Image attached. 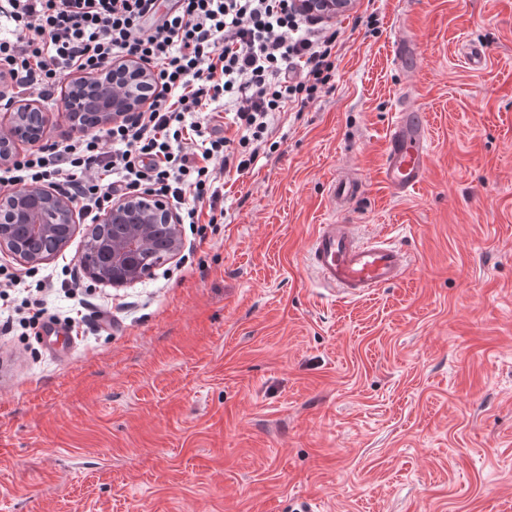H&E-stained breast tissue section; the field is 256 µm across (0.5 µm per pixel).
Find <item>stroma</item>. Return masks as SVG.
<instances>
[{
	"label": "stroma",
	"mask_w": 512,
	"mask_h": 512,
	"mask_svg": "<svg viewBox=\"0 0 512 512\" xmlns=\"http://www.w3.org/2000/svg\"><path fill=\"white\" fill-rule=\"evenodd\" d=\"M333 27L332 88L154 277L90 280L79 234L32 270L0 254L79 323L0 332V512H512V0H353ZM408 91L431 163L400 197L380 171ZM333 221L400 244L406 277L320 286ZM362 192V184L353 178H340L333 181L329 189V198L334 208L342 209L348 202Z\"/></svg>",
	"instance_id": "35a3bbf8"
}]
</instances>
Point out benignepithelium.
I'll list each match as a JSON object with an SVG mask.
<instances>
[{"label": "benign epithelium", "instance_id": "1", "mask_svg": "<svg viewBox=\"0 0 512 512\" xmlns=\"http://www.w3.org/2000/svg\"><path fill=\"white\" fill-rule=\"evenodd\" d=\"M297 8L314 17L332 20L346 12L352 0H295ZM10 76L0 74V167L12 164L21 144L42 141L47 118L33 102L9 98ZM153 72L132 56L103 67L95 76L75 79L63 99L69 133L82 136L142 110L156 93ZM75 202L64 190L29 186L25 192L0 193V253L19 261L41 264L64 250L76 231ZM185 247L183 224L166 199L133 193L91 225L86 251L96 260L92 280L114 287L140 283L155 270L176 260Z\"/></svg>", "mask_w": 512, "mask_h": 512}]
</instances>
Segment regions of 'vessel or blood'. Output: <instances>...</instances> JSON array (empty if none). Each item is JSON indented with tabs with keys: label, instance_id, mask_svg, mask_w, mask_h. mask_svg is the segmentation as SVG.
Segmentation results:
<instances>
[{
	"label": "vessel or blood",
	"instance_id": "1",
	"mask_svg": "<svg viewBox=\"0 0 512 512\" xmlns=\"http://www.w3.org/2000/svg\"><path fill=\"white\" fill-rule=\"evenodd\" d=\"M429 165L427 115L410 102H402L387 130L382 180L394 193L406 195L420 186ZM361 191L358 180L340 178L331 183L329 198L332 205L342 207ZM306 261L322 285L353 298L400 282L408 269L400 245L386 239L361 241L351 224L319 225Z\"/></svg>",
	"mask_w": 512,
	"mask_h": 512
}]
</instances>
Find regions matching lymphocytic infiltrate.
<instances>
[{
	"label": "lymphocytic infiltrate",
	"mask_w": 512,
	"mask_h": 512,
	"mask_svg": "<svg viewBox=\"0 0 512 512\" xmlns=\"http://www.w3.org/2000/svg\"><path fill=\"white\" fill-rule=\"evenodd\" d=\"M0 20V68L19 91L47 96L63 77L128 55L156 76L160 92L143 111L0 170L1 191L63 186L90 220L150 191L184 223H216L221 178L248 173L276 114L304 110L336 69L335 31L293 0H0ZM219 101L230 123L214 111Z\"/></svg>",
	"instance_id": "1"
}]
</instances>
